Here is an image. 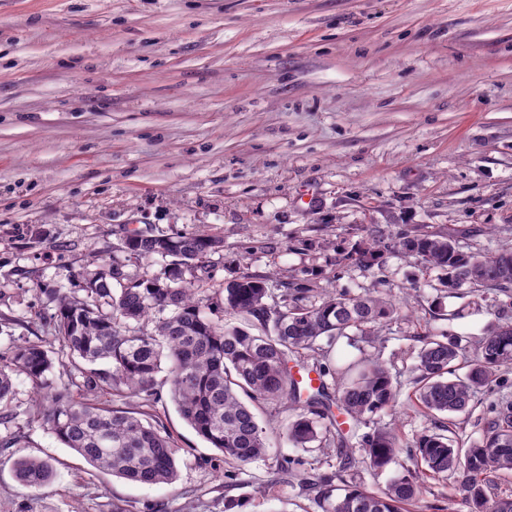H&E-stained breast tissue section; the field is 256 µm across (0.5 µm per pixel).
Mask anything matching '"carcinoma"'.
<instances>
[{
	"label": "carcinoma",
	"instance_id": "1",
	"mask_svg": "<svg viewBox=\"0 0 512 512\" xmlns=\"http://www.w3.org/2000/svg\"><path fill=\"white\" fill-rule=\"evenodd\" d=\"M123 248L136 259L170 261L159 273L137 279L104 265L84 277L83 295H59L55 340L74 368L71 386L58 388L48 377L52 346L19 342L0 354V405L14 398L13 374H25L47 401L41 420L59 442L99 471L153 487L177 478L170 436L125 408L99 402V389L117 397L143 394L150 401L161 384H169L182 419L237 464L268 456L267 428L255 408L286 400L298 410L281 428L289 445L336 448V468L327 472L308 469L299 458L279 464L292 472L300 490L316 492L321 512H412L423 476L455 478L467 512H512V488L499 482L512 472L511 398L500 395L486 405L487 425L478 438L439 424L406 442L383 420L395 412L401 389L383 362L361 357L336 369L321 366L318 385L305 395L291 377L290 363L306 352L331 348L351 330L379 339L378 333L401 316L394 302L342 292L308 306L304 300L315 291L310 280L276 293L266 279L248 272L224 282L223 301L214 302L205 295L204 274L209 257L223 251V239L200 231H138L126 236ZM389 253L420 258L425 269L438 272L439 288L450 294L463 288L471 293L512 288L511 249L464 252L451 233L422 232L399 238ZM220 313L239 323L224 321ZM421 343L415 363L406 368L415 398L427 415L446 414L451 420L492 393L500 371L512 367V317L485 330L473 359L444 332L425 334ZM97 362L110 368L93 374L83 368ZM74 387L82 394L74 395ZM333 405L356 422L373 424L357 446L336 428ZM404 455L415 468L397 471L383 486L365 485L359 463L377 478L400 465ZM15 473L21 486L39 490L51 482L53 466L25 457L17 461Z\"/></svg>",
	"mask_w": 512,
	"mask_h": 512
}]
</instances>
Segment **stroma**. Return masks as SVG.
Returning <instances> with one entry per match:
<instances>
[{"label": "stroma", "instance_id": "35a3bbf8", "mask_svg": "<svg viewBox=\"0 0 512 512\" xmlns=\"http://www.w3.org/2000/svg\"><path fill=\"white\" fill-rule=\"evenodd\" d=\"M220 236L209 295L241 273L282 286L406 302L384 343L339 340L310 366L366 355L398 371L419 334L468 354L512 316V288L439 297L416 256L339 261L355 244L453 234L462 250L512 247V0H0V353L52 340L54 289L137 261L128 232ZM0 407V512H317L270 479L281 456L325 471L332 448L272 436L230 464L169 394L117 397L176 448L178 477L145 487L89 465L42 424L25 376ZM52 459L37 492L18 458ZM454 479L422 480L419 512H457Z\"/></svg>", "mask_w": 512, "mask_h": 512}]
</instances>
